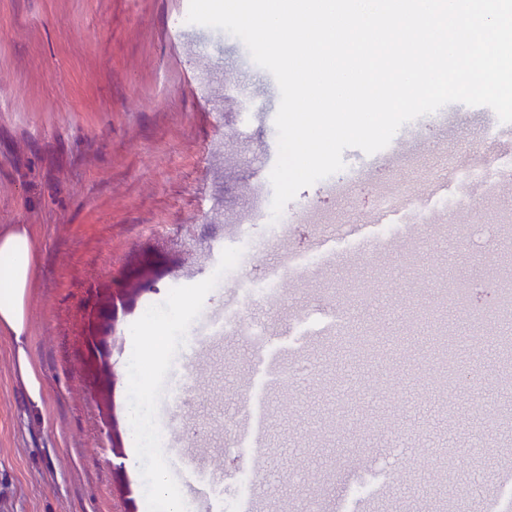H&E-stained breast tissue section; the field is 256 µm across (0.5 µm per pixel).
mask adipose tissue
<instances>
[{
  "mask_svg": "<svg viewBox=\"0 0 512 512\" xmlns=\"http://www.w3.org/2000/svg\"><path fill=\"white\" fill-rule=\"evenodd\" d=\"M36 260L35 242L28 225L13 224L0 230V334L12 341L17 378L32 412L40 415L45 410L44 392L41 374L32 360L26 311Z\"/></svg>",
  "mask_w": 512,
  "mask_h": 512,
  "instance_id": "obj_1",
  "label": "adipose tissue"
}]
</instances>
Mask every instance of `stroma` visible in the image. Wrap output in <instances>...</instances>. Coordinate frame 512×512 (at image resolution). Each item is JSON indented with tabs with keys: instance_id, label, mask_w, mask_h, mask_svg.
<instances>
[{
	"instance_id": "35a3bbf8",
	"label": "stroma",
	"mask_w": 512,
	"mask_h": 512,
	"mask_svg": "<svg viewBox=\"0 0 512 512\" xmlns=\"http://www.w3.org/2000/svg\"><path fill=\"white\" fill-rule=\"evenodd\" d=\"M189 0H0V227L29 225L38 253L27 311L33 359L47 406L34 417L17 382L12 342L0 335V512H149L157 466L182 452L221 461L224 498L253 476V512H457L435 494L449 472L465 473L469 512L512 493V418L482 428L476 410L512 404V364L498 341L466 354L467 384L437 374L421 345L424 309L465 336L475 304L497 299L511 270L496 232L512 212V152L487 155L497 191L470 187L474 143L486 140L483 107L456 104L448 127L424 131L400 168L386 151L350 193L320 181L301 191L316 214L269 238L226 280L216 255L192 279L175 275L208 245L235 246L255 183L277 160L278 85L228 33L182 27L211 56L221 93L203 102L192 51L172 42ZM223 113V122L213 120ZM448 179L447 193L428 182ZM421 190L430 236L365 256L337 225L366 223L381 192ZM480 226L472 241L460 224ZM327 240L335 260L295 277L279 295L255 288L288 274L290 262ZM474 276L464 302L448 297L461 272ZM377 289L374 303L362 290ZM202 292L182 309L160 353L134 349L132 333L155 306ZM252 335L215 321L235 310ZM387 338L409 331L406 360L354 368L336 341L337 313ZM185 384L181 405L171 388ZM263 404L260 447L239 432L247 398ZM353 412L336 427V401ZM140 409L164 446L132 456L130 416ZM404 451L402 475L384 483L378 462Z\"/></svg>"
}]
</instances>
